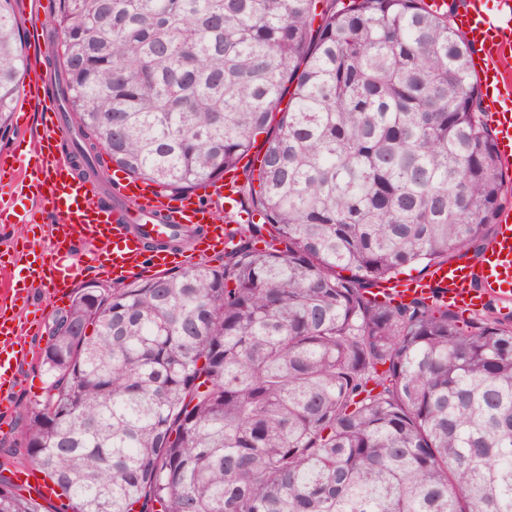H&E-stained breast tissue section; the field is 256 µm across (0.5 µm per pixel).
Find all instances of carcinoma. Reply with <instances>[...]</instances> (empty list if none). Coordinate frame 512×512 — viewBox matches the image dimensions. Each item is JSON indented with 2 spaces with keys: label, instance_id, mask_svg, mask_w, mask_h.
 Instances as JSON below:
<instances>
[{
  "label": "carcinoma",
  "instance_id": "obj_1",
  "mask_svg": "<svg viewBox=\"0 0 512 512\" xmlns=\"http://www.w3.org/2000/svg\"><path fill=\"white\" fill-rule=\"evenodd\" d=\"M15 2L3 134L28 65ZM453 12L58 0L45 64L77 174L105 195L112 162L178 197L263 134L243 169L263 223L229 228L219 266L80 288L1 470L31 462L62 512H512V324L368 297L481 254L505 200ZM25 490L0 474V512H46Z\"/></svg>",
  "mask_w": 512,
  "mask_h": 512
}]
</instances>
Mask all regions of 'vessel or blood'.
<instances>
[{"label": "vessel or blood", "instance_id": "vessel-or-blood-1", "mask_svg": "<svg viewBox=\"0 0 512 512\" xmlns=\"http://www.w3.org/2000/svg\"><path fill=\"white\" fill-rule=\"evenodd\" d=\"M458 24L479 64L483 110L491 118L497 149L504 161H511L512 0H498L493 14L485 0H464ZM59 126L58 116L45 120L41 139L17 159L8 183L0 186V194L11 198L36 188L40 207L50 208L56 217L55 223L42 227L50 251L39 279L72 282L89 266L116 282L164 272L181 259L193 262L199 252H223L225 226L212 209L216 202L238 223L247 222L237 177L231 171L209 185L204 198L192 192L175 199L154 185L128 178L118 182L116 201L99 203L95 187L75 174L71 157L55 149ZM177 226L199 229L195 253L181 258L170 249H147V241L163 238ZM18 277L15 268L0 267L1 401L21 386V367L33 353L29 338L35 323L16 307L28 299ZM372 296L380 302L442 303L455 311L478 310L490 298L511 304L512 207L501 209L494 236L476 261L460 259L434 266L425 277L381 284Z\"/></svg>", "mask_w": 512, "mask_h": 512}]
</instances>
